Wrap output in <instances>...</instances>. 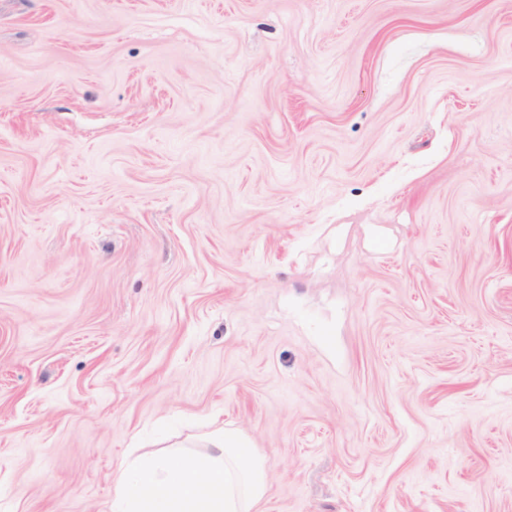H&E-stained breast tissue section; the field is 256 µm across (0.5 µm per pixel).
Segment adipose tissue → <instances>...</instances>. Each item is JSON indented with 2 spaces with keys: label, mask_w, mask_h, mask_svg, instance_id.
<instances>
[{
  "label": "adipose tissue",
  "mask_w": 512,
  "mask_h": 512,
  "mask_svg": "<svg viewBox=\"0 0 512 512\" xmlns=\"http://www.w3.org/2000/svg\"><path fill=\"white\" fill-rule=\"evenodd\" d=\"M113 512H259L266 460L239 431L211 434L205 452L175 449L124 460L113 474Z\"/></svg>",
  "instance_id": "obj_1"
}]
</instances>
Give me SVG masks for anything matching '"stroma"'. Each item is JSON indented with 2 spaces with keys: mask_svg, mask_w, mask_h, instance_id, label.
Masks as SVG:
<instances>
[{
  "mask_svg": "<svg viewBox=\"0 0 512 512\" xmlns=\"http://www.w3.org/2000/svg\"><path fill=\"white\" fill-rule=\"evenodd\" d=\"M222 427L512 512V0H0V512Z\"/></svg>",
  "mask_w": 512,
  "mask_h": 512,
  "instance_id": "1",
  "label": "stroma"
}]
</instances>
